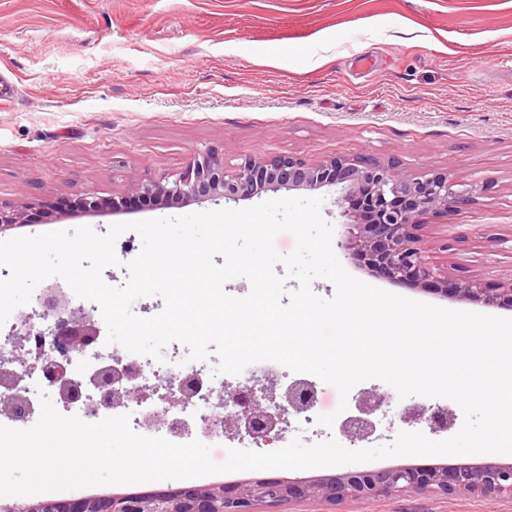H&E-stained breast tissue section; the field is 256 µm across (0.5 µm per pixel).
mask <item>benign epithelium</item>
Listing matches in <instances>:
<instances>
[{
    "label": "benign epithelium",
    "mask_w": 512,
    "mask_h": 512,
    "mask_svg": "<svg viewBox=\"0 0 512 512\" xmlns=\"http://www.w3.org/2000/svg\"><path fill=\"white\" fill-rule=\"evenodd\" d=\"M328 185L343 186V194L337 199L346 217L340 247L356 265L391 282L423 290L441 286L443 292H448V278L429 264L418 236L419 216H446L472 201L471 191L454 188L444 172L415 177L395 162L385 165L369 157H332L307 163L291 156L249 157L229 171L224 159L206 150L172 180L129 186L125 199L178 205L199 199H248L281 188L312 191ZM28 222L24 209L0 215V232ZM453 293L459 300L511 310L512 274L493 288L462 278L455 283ZM45 306L53 319L48 327L36 325L28 315L20 320L24 335L35 344V354L22 356L20 362L28 373L41 372L69 401L80 383L61 380L54 368L70 364L74 355L98 342L100 323L92 312L70 306L57 283L47 286ZM275 390V383L268 377L259 380L248 394L235 386L224 388L225 413L220 424L226 430H246L259 445L277 438L285 414L310 409V394L307 385L294 383L279 394L281 403L272 407L269 401L274 399ZM385 403L386 398L374 391L360 397L362 411L368 415ZM373 429L369 419L355 417L344 423L342 433L356 443L366 440ZM457 492L512 498V463L416 465L312 480L262 476L232 487L192 486L100 498L50 496L34 503L1 506L0 512H256L258 501L340 504L395 494Z\"/></svg>",
    "instance_id": "benign-epithelium-1"
}]
</instances>
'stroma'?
Segmentation results:
<instances>
[{
    "label": "stroma",
    "instance_id": "1",
    "mask_svg": "<svg viewBox=\"0 0 512 512\" xmlns=\"http://www.w3.org/2000/svg\"><path fill=\"white\" fill-rule=\"evenodd\" d=\"M0 210L25 204L10 239L225 209L200 199L72 214L138 182L174 178L212 149L233 168L245 157L314 163L343 156L399 162L412 175L447 172L474 188L471 205L422 218L429 262L449 279L485 284L512 270V0H0ZM450 250H443V243ZM355 278L438 307L512 318L375 276ZM387 394L371 448L407 430L410 407L442 408L449 429L416 423L433 440L463 424L446 398H399L371 379L349 393ZM280 512H512V499L471 494L392 496Z\"/></svg>",
    "mask_w": 512,
    "mask_h": 512
}]
</instances>
